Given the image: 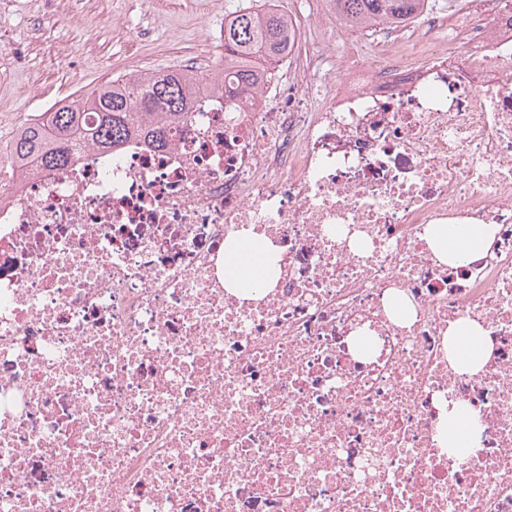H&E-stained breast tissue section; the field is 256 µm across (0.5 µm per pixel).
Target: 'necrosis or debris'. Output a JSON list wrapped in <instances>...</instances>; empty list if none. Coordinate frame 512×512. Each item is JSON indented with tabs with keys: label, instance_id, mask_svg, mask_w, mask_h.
Returning <instances> with one entry per match:
<instances>
[{
	"label": "necrosis or debris",
	"instance_id": "necrosis-or-debris-1",
	"mask_svg": "<svg viewBox=\"0 0 512 512\" xmlns=\"http://www.w3.org/2000/svg\"><path fill=\"white\" fill-rule=\"evenodd\" d=\"M340 34L0 194V512H512V0ZM440 224H488L441 262ZM262 235L261 287L224 246ZM481 326L476 373L448 330ZM482 418L442 448L443 409Z\"/></svg>",
	"mask_w": 512,
	"mask_h": 512
}]
</instances>
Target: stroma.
Instances as JSON below:
<instances>
[{
	"instance_id": "stroma-1",
	"label": "stroma",
	"mask_w": 512,
	"mask_h": 512,
	"mask_svg": "<svg viewBox=\"0 0 512 512\" xmlns=\"http://www.w3.org/2000/svg\"><path fill=\"white\" fill-rule=\"evenodd\" d=\"M303 37L331 19L325 0H275ZM237 0H0V150L37 113L131 72L192 61L211 69ZM206 27L211 39L199 38Z\"/></svg>"
}]
</instances>
